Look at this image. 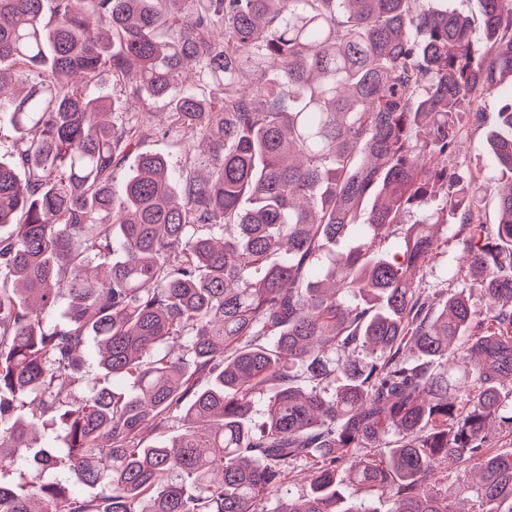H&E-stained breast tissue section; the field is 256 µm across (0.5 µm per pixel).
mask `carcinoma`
<instances>
[{"mask_svg":"<svg viewBox=\"0 0 512 512\" xmlns=\"http://www.w3.org/2000/svg\"><path fill=\"white\" fill-rule=\"evenodd\" d=\"M416 2L0 0V472L22 410L61 429L0 512H336L346 481L458 512L426 484L450 459L459 485L478 471L470 512H512L488 434H512V0H482L480 35ZM109 82L142 107L107 121ZM504 89L484 176L455 157ZM158 131L206 172L145 152L116 191ZM450 238L466 269L437 304L416 278ZM149 425L181 431L145 445Z\"/></svg>","mask_w":512,"mask_h":512,"instance_id":"obj_1","label":"carcinoma"}]
</instances>
